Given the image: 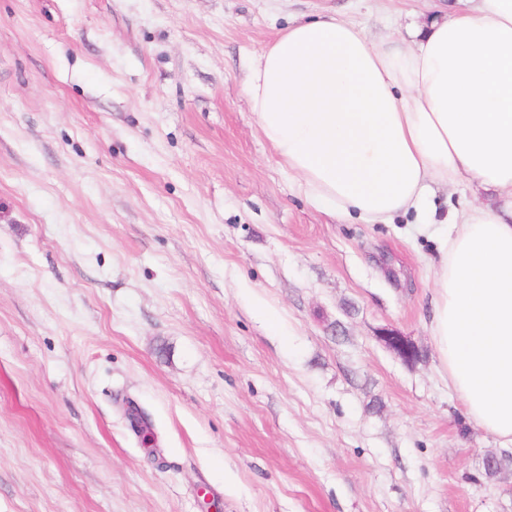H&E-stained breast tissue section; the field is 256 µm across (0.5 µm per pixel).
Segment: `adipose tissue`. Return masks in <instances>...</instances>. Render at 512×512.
<instances>
[{
	"instance_id": "ef3b65f1",
	"label": "adipose tissue",
	"mask_w": 512,
	"mask_h": 512,
	"mask_svg": "<svg viewBox=\"0 0 512 512\" xmlns=\"http://www.w3.org/2000/svg\"><path fill=\"white\" fill-rule=\"evenodd\" d=\"M430 9L408 41L334 17L289 26L243 91L317 210L429 224L436 185L493 190L498 206L454 210L437 235L432 335L469 418L512 444V0Z\"/></svg>"
}]
</instances>
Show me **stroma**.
<instances>
[{
  "label": "stroma",
  "mask_w": 512,
  "mask_h": 512,
  "mask_svg": "<svg viewBox=\"0 0 512 512\" xmlns=\"http://www.w3.org/2000/svg\"><path fill=\"white\" fill-rule=\"evenodd\" d=\"M334 12L377 42L429 8L0 0V512H512L431 336L433 226L312 208L244 95Z\"/></svg>",
  "instance_id": "stroma-1"
}]
</instances>
